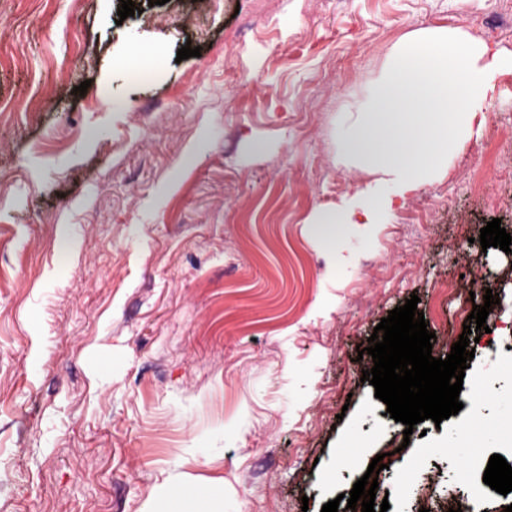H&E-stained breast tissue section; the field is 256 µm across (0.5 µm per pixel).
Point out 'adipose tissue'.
Masks as SVG:
<instances>
[{"label":"adipose tissue","instance_id":"obj_1","mask_svg":"<svg viewBox=\"0 0 512 512\" xmlns=\"http://www.w3.org/2000/svg\"><path fill=\"white\" fill-rule=\"evenodd\" d=\"M506 72L512 73V54H489L458 31L434 27L406 35L341 142L364 181L317 213V228L333 238L347 226L371 227L442 173L460 144L479 133L475 119ZM159 496L164 512H216L224 483L168 476Z\"/></svg>","mask_w":512,"mask_h":512}]
</instances>
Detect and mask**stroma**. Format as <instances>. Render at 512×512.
Instances as JSON below:
<instances>
[{
	"mask_svg": "<svg viewBox=\"0 0 512 512\" xmlns=\"http://www.w3.org/2000/svg\"><path fill=\"white\" fill-rule=\"evenodd\" d=\"M134 2L0 0V512H151L182 474L224 512H321L378 455L388 512H503L512 254L478 238L512 234V73L380 224L309 219L361 180L340 143L399 40L512 54V0ZM489 291L463 409L404 437L358 348L414 294L446 357Z\"/></svg>",
	"mask_w": 512,
	"mask_h": 512,
	"instance_id": "1",
	"label": "stroma"
}]
</instances>
